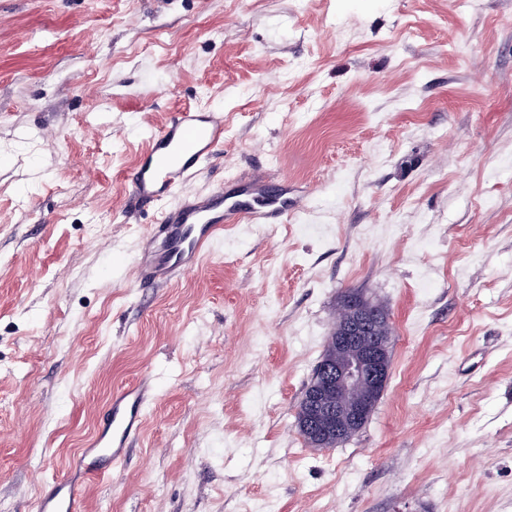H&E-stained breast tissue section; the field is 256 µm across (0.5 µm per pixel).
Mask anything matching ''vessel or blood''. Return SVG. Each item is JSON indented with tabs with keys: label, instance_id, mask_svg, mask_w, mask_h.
Masks as SVG:
<instances>
[{
	"label": "vessel or blood",
	"instance_id": "vessel-or-blood-1",
	"mask_svg": "<svg viewBox=\"0 0 512 512\" xmlns=\"http://www.w3.org/2000/svg\"><path fill=\"white\" fill-rule=\"evenodd\" d=\"M223 145L224 115L214 111L173 113L151 134L148 150L131 174L133 196L142 203L163 204L164 210L134 263L140 285L167 284L193 271L227 225L244 220L274 224L299 208V201L287 194L268 195L262 174L233 194L218 185L208 193L170 204V197L178 195ZM248 197L253 205H245ZM154 398L155 388L147 379L113 392L103 424L78 453V467L85 476L109 473L124 460L142 427L144 410ZM35 512H84L78 482L68 476L56 481L50 494L38 498Z\"/></svg>",
	"mask_w": 512,
	"mask_h": 512
}]
</instances>
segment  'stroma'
<instances>
[{
  "mask_svg": "<svg viewBox=\"0 0 512 512\" xmlns=\"http://www.w3.org/2000/svg\"><path fill=\"white\" fill-rule=\"evenodd\" d=\"M224 115L182 189L266 174L178 282L132 264L130 174ZM357 290L392 331L366 425L296 406ZM157 396L85 512H512V0H0V512H34L114 389Z\"/></svg>",
  "mask_w": 512,
  "mask_h": 512,
  "instance_id": "1",
  "label": "stroma"
}]
</instances>
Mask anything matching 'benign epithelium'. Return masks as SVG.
I'll return each instance as SVG.
<instances>
[{"label":"benign epithelium","instance_id":"obj_1","mask_svg":"<svg viewBox=\"0 0 512 512\" xmlns=\"http://www.w3.org/2000/svg\"><path fill=\"white\" fill-rule=\"evenodd\" d=\"M349 316L336 326V354L318 364L317 384L299 429L314 447L351 435L383 394L390 372V339L371 334L378 310L348 299Z\"/></svg>","mask_w":512,"mask_h":512}]
</instances>
